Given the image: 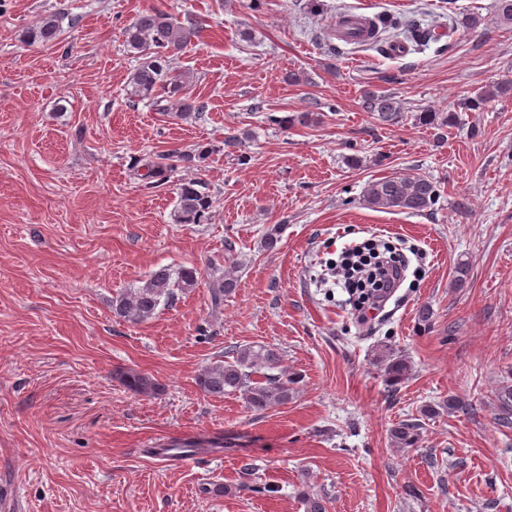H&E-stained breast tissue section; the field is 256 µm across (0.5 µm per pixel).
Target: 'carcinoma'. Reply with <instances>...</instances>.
<instances>
[{
  "label": "carcinoma",
  "mask_w": 512,
  "mask_h": 512,
  "mask_svg": "<svg viewBox=\"0 0 512 512\" xmlns=\"http://www.w3.org/2000/svg\"><path fill=\"white\" fill-rule=\"evenodd\" d=\"M80 22L77 15L63 12L50 13L28 28L23 40L34 43H53L59 39L64 27L74 28ZM399 27V22L381 18L380 26L374 27L371 42L381 52L391 45L390 37L381 36ZM196 34L193 22L183 24L170 14L153 9L139 14L124 31L125 46L137 61L127 89V96L134 100H148L162 115L186 120L200 114L202 106L187 88L193 83V75L169 67V58L181 52ZM364 111L377 116L383 123H397L402 118V107L394 97L385 93L367 91L363 95ZM196 157L192 151L173 150L160 156V160L145 159L141 174L143 180H161L166 173L189 165ZM436 183L424 175L391 176L368 184L366 202L373 208L388 211L419 213L437 202ZM213 198L207 185L191 179L179 187L178 199L173 211L177 224H205L210 218ZM201 272L194 267L172 269L162 266L152 271L137 288L129 289L112 297V317L118 321L139 324L152 319L158 308L172 305L179 295L196 287ZM238 286L231 274L214 275L209 282L211 302L219 309L224 298ZM280 352L266 345H246L233 353L230 360H216L200 369L196 384L207 396L222 398L240 395L246 406L254 411L267 410L293 399L295 381L282 373H274L280 367ZM411 364L402 356H387L384 363L386 381L390 386L404 383L411 375ZM120 380L137 394L151 395L158 385L151 378L134 371L120 373ZM498 408L504 415L512 414V384L504 385L495 395ZM391 441L399 448L415 445L420 437V424L403 420L390 433Z\"/></svg>",
  "instance_id": "cac0c4a2"
}]
</instances>
